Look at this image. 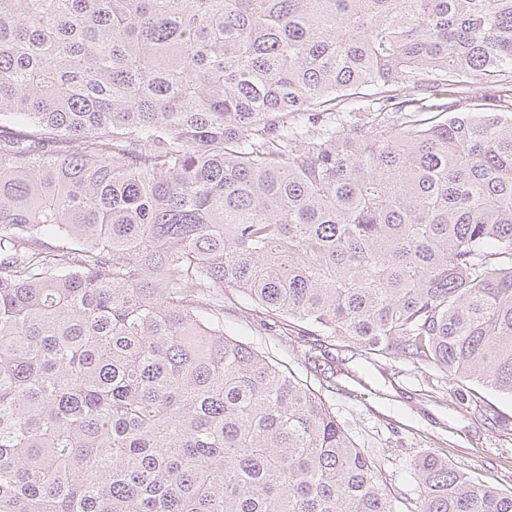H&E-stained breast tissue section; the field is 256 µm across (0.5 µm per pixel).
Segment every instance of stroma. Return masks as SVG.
Returning <instances> with one entry per match:
<instances>
[{
	"label": "stroma",
	"instance_id": "1",
	"mask_svg": "<svg viewBox=\"0 0 512 512\" xmlns=\"http://www.w3.org/2000/svg\"><path fill=\"white\" fill-rule=\"evenodd\" d=\"M224 331L287 367L331 406L357 444L380 464L397 512L420 492L415 462L430 452L474 482L512 491V398L485 386L458 393L439 368L395 357H366L344 340L326 374L307 361L311 344L269 330L249 300L224 297Z\"/></svg>",
	"mask_w": 512,
	"mask_h": 512
}]
</instances>
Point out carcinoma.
Instances as JSON below:
<instances>
[{
    "mask_svg": "<svg viewBox=\"0 0 512 512\" xmlns=\"http://www.w3.org/2000/svg\"><path fill=\"white\" fill-rule=\"evenodd\" d=\"M482 84L500 112L420 118ZM508 112L512 0H0V512H394L224 290L313 363L512 398ZM415 476L419 512H512Z\"/></svg>",
    "mask_w": 512,
    "mask_h": 512,
    "instance_id": "1",
    "label": "carcinoma"
}]
</instances>
